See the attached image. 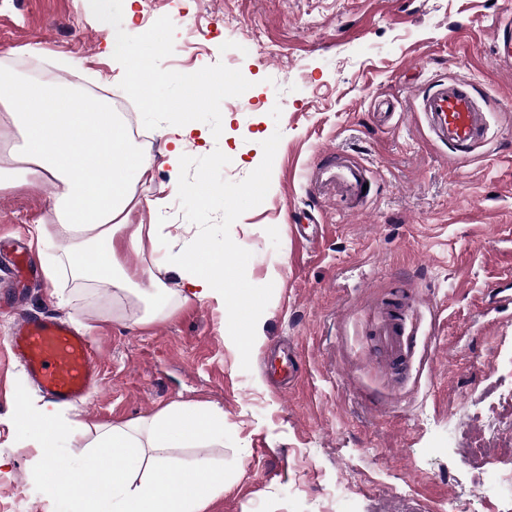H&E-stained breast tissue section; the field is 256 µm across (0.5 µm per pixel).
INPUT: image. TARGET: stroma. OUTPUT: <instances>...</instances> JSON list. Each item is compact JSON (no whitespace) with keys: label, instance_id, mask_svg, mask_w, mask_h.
<instances>
[{"label":"stroma","instance_id":"stroma-1","mask_svg":"<svg viewBox=\"0 0 512 512\" xmlns=\"http://www.w3.org/2000/svg\"><path fill=\"white\" fill-rule=\"evenodd\" d=\"M153 40L127 21L126 0H0V64L130 112L151 177L138 184L135 224L163 225V243L226 249L234 282L252 296L251 352L226 343L234 316L190 300L149 323L114 306L107 284L38 276L23 296L0 288V512H46L10 416L19 392L42 395L11 358L15 317L44 311L92 337L97 388L67 407L76 422L119 424L176 403L224 412V445L178 448L180 462L224 470L207 512H512L480 488L512 469L491 448L478 467L448 426L477 434L512 390V308L479 298L512 267V67L495 58V18L512 0H137ZM223 33L212 37V21ZM126 34V54L112 34ZM177 101L144 109L125 79ZM222 73L227 88L182 99L161 73ZM441 78L466 79L487 112L488 139L458 162L430 134L414 100ZM199 129L170 192L164 131ZM363 162L372 191L361 209L309 192L327 153ZM57 182L0 191V235L30 241L54 217ZM309 216L318 243L296 242ZM414 296L416 332L405 375L386 369L372 329L391 298Z\"/></svg>","mask_w":512,"mask_h":512}]
</instances>
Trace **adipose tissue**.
Segmentation results:
<instances>
[{
	"instance_id": "1",
	"label": "adipose tissue",
	"mask_w": 512,
	"mask_h": 512,
	"mask_svg": "<svg viewBox=\"0 0 512 512\" xmlns=\"http://www.w3.org/2000/svg\"><path fill=\"white\" fill-rule=\"evenodd\" d=\"M0 105L7 109L0 132L12 138L11 163L0 166V190L17 186L20 168L63 185L52 226L34 227L38 246L53 238L69 245L45 265L46 276L54 281L66 273L82 282L109 283L115 299L132 298L143 306L147 322L171 310L174 294L159 277L139 284L118 259L120 248L141 249L144 239L159 234L154 224H128L135 187L148 178L151 165L125 137L119 117L68 81L47 89L14 78L0 85ZM224 258L223 252L189 240L167 250L158 266L177 274L183 299H213L234 310L241 289L215 274ZM13 426L35 450V478L44 499H66L65 512H205L224 490L222 468L177 466L168 455L172 448L223 447L224 412L218 408L173 404L149 417L85 427L82 465L64 478L54 462L75 428L62 422L60 406L34 404L20 394Z\"/></svg>"
}]
</instances>
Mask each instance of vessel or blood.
I'll return each mask as SVG.
<instances>
[{
    "mask_svg": "<svg viewBox=\"0 0 512 512\" xmlns=\"http://www.w3.org/2000/svg\"><path fill=\"white\" fill-rule=\"evenodd\" d=\"M496 30V59L512 63V17L500 20ZM430 132L451 145L456 159L488 132L487 114L479 106L472 84L437 80L416 98ZM369 171L361 163L322 160L310 167L307 185L315 194L338 193L348 209H358L366 199ZM512 301V272L492 281L485 291L484 305L494 310ZM374 336L386 367L402 373L410 355L405 306L391 300L385 305ZM12 356L25 368L33 384L46 396L62 404H78L99 383V364L92 339L72 323L51 315L19 317L10 336Z\"/></svg>",
    "mask_w": 512,
    "mask_h": 512,
    "instance_id": "1",
    "label": "vessel or blood"
}]
</instances>
